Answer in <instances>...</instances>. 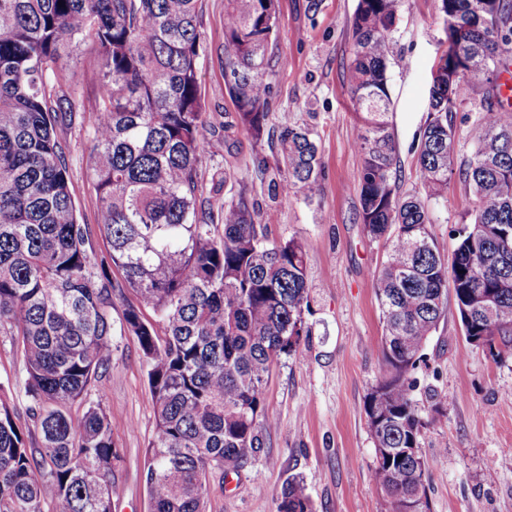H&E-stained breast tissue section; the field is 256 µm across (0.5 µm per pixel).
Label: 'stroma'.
I'll return each instance as SVG.
<instances>
[{
	"instance_id": "obj_1",
	"label": "stroma",
	"mask_w": 512,
	"mask_h": 512,
	"mask_svg": "<svg viewBox=\"0 0 512 512\" xmlns=\"http://www.w3.org/2000/svg\"><path fill=\"white\" fill-rule=\"evenodd\" d=\"M357 0H278L269 125L291 113L317 132L323 195L270 202L255 172L269 157L266 144L243 132L204 163L206 173L229 170L263 209L277 239H301L313 288L307 321L312 334L301 361L278 363L265 391L276 427L264 448L224 486L214 489L209 512H274L282 484L300 476L315 512H389L372 471L375 450L364 401L382 374L378 344L383 325L376 274L386 259L385 240L367 235L358 216L362 156L359 120L350 93L352 21ZM205 43L199 64L204 110L214 126L234 121L236 108L224 86V0H203ZM394 39L398 61L389 72L390 130L397 146L396 192L424 196L415 176L414 147L428 118L432 73L445 34L436 0H405ZM62 89L79 111L56 134L74 188L80 223L90 228L92 261L110 249L98 228L100 203L89 173L94 116L81 106L101 87L95 44H77L63 72ZM484 114L479 101L453 114L455 161L472 154ZM472 198L458 176L428 202L431 232L442 258L456 247L455 231ZM414 399L424 422L422 451L430 512H512V355L497 358L466 341L455 311H447L414 372ZM102 404L121 454L112 512H149L145 483L148 446L155 432L147 365L136 336L115 332L112 368ZM447 405H439L440 395ZM0 401L17 415L29 404L20 353L0 336Z\"/></svg>"
}]
</instances>
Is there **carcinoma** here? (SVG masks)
<instances>
[{"mask_svg": "<svg viewBox=\"0 0 512 512\" xmlns=\"http://www.w3.org/2000/svg\"><path fill=\"white\" fill-rule=\"evenodd\" d=\"M201 0H0V336L19 350L32 426L0 402V512H112L120 454L109 417L88 403L112 366L115 298L134 291L155 322L130 305L121 330L148 366L156 429L145 482L150 512H208L211 481L242 469L275 422L265 386L274 365L303 358L311 335L306 253L275 241L258 202L226 173L224 201L204 193L214 143L198 79L205 34ZM403 0H358L351 91L360 118V220L388 244L376 276L383 374L365 412L373 479L390 512H430L423 483L424 423L413 371L453 297L466 337L489 348L512 336V108L495 74L512 52V0H437L445 48L436 70L470 60L451 86L432 85L415 175L427 193L399 198L397 148L386 115L393 32ZM278 0H226L224 84L236 107L224 132L243 130L276 154L256 172L271 200L322 196L316 131L282 113L268 126L266 73ZM89 39L103 72L89 167L100 231L112 250L91 263L88 232L56 126L72 115L54 97L70 45ZM483 87L485 112L470 158L455 166L450 116ZM456 172L473 197L451 260L431 234L426 200ZM122 272L114 280L111 268ZM493 297L489 317L474 294ZM37 432L39 446L28 442ZM276 512H313L301 478L282 486Z\"/></svg>", "mask_w": 512, "mask_h": 512, "instance_id": "carcinoma-1", "label": "carcinoma"}]
</instances>
